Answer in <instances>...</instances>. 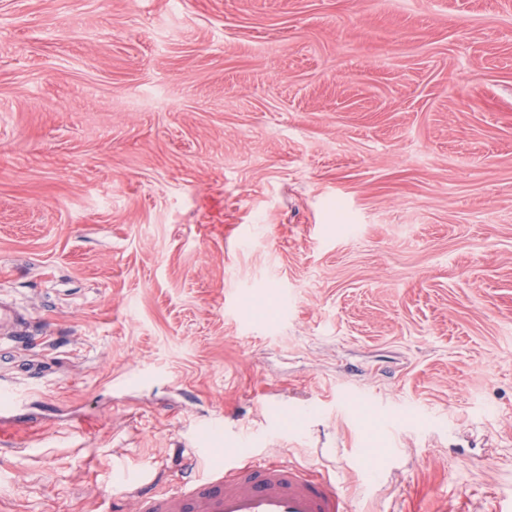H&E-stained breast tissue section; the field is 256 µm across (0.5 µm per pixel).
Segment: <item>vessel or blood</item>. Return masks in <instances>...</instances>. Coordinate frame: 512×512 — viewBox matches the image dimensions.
Listing matches in <instances>:
<instances>
[{
	"instance_id": "1",
	"label": "vessel or blood",
	"mask_w": 512,
	"mask_h": 512,
	"mask_svg": "<svg viewBox=\"0 0 512 512\" xmlns=\"http://www.w3.org/2000/svg\"><path fill=\"white\" fill-rule=\"evenodd\" d=\"M11 311L0 308V348L12 349L21 335L12 331ZM178 487L156 488L139 480L110 489L102 502L111 512L116 498L132 499L136 512H347L337 483L279 459L231 452L223 468L199 469L185 459Z\"/></svg>"
}]
</instances>
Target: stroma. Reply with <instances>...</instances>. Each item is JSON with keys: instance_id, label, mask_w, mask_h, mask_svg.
<instances>
[{"instance_id": "1", "label": "stroma", "mask_w": 512, "mask_h": 512, "mask_svg": "<svg viewBox=\"0 0 512 512\" xmlns=\"http://www.w3.org/2000/svg\"><path fill=\"white\" fill-rule=\"evenodd\" d=\"M0 298V512L197 441L350 512H498L512 0H0ZM14 316L10 310H6L2 305L0 308V348L1 350H10L18 346L21 341V334L15 331L7 330V326L12 324Z\"/></svg>"}]
</instances>
